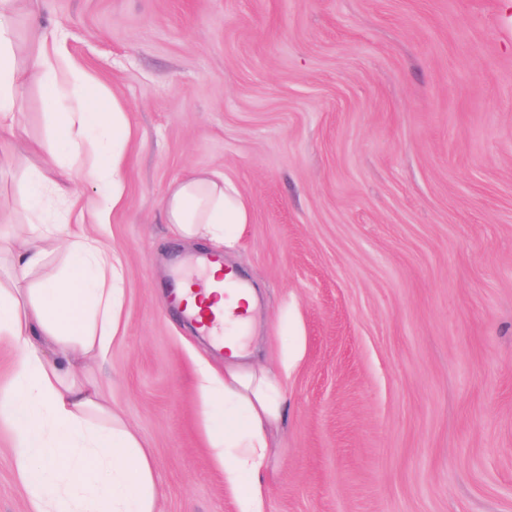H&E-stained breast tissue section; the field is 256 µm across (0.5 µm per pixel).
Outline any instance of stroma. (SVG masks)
Instances as JSON below:
<instances>
[{"mask_svg":"<svg viewBox=\"0 0 512 512\" xmlns=\"http://www.w3.org/2000/svg\"><path fill=\"white\" fill-rule=\"evenodd\" d=\"M62 31L76 72L130 128L102 241L120 330L80 374L137 434L156 512H238L199 362L224 358L170 301L182 255L169 184L216 171L250 207L225 260L256 288L254 361L285 415L264 512H512V0H20L17 55ZM19 97L0 236L54 147ZM0 512H28L0 424Z\"/></svg>","mask_w":512,"mask_h":512,"instance_id":"stroma-1","label":"stroma"}]
</instances>
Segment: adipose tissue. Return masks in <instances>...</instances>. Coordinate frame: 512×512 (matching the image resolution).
<instances>
[{"label":"adipose tissue","mask_w":512,"mask_h":512,"mask_svg":"<svg viewBox=\"0 0 512 512\" xmlns=\"http://www.w3.org/2000/svg\"><path fill=\"white\" fill-rule=\"evenodd\" d=\"M17 0H0V131L17 121L20 88L34 84L55 97L67 83L54 49L42 38L34 58L15 53ZM46 137L72 155L70 163L47 162L26 174L18 206L30 223L40 218L45 193L72 201L66 184L89 177L99 193L93 205L104 223L121 200L119 178L128 127L120 105H106L94 91L74 97L54 113ZM163 218L180 238L215 248H233V225L249 220L237 188L217 173L175 179L164 199ZM69 261L54 276L35 279L49 247ZM120 262L95 233L45 228L15 252L13 274L0 282V340L20 350L9 389L0 392V419L11 432L16 473L28 494L30 512H155L151 461L136 434L106 408L101 385L77 375V354L105 355L119 329L121 293L114 283ZM53 358H46L45 349ZM244 342L233 337L223 374L208 364L197 371L204 405L220 412L211 433L224 481L240 512H261L263 472L271 433L283 417L278 375L257 365L243 367Z\"/></svg>","instance_id":"ef3b65f1"}]
</instances>
